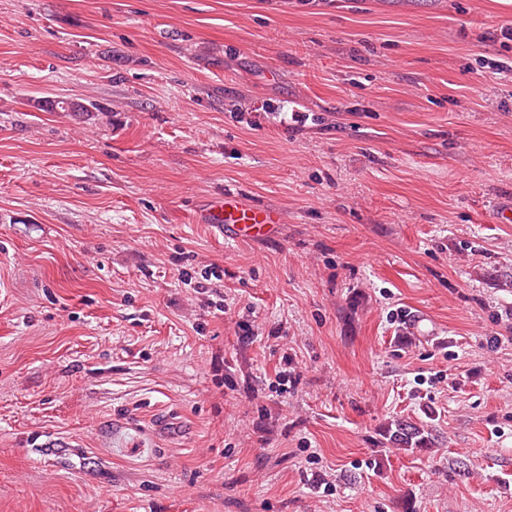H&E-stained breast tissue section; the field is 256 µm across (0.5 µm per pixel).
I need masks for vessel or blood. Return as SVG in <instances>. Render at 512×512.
<instances>
[{
	"mask_svg": "<svg viewBox=\"0 0 512 512\" xmlns=\"http://www.w3.org/2000/svg\"><path fill=\"white\" fill-rule=\"evenodd\" d=\"M196 223L214 225L221 233L240 241H249L273 232L282 223L280 210L254 204L234 190L217 194L196 211Z\"/></svg>",
	"mask_w": 512,
	"mask_h": 512,
	"instance_id": "b4317fda",
	"label": "vessel or blood"
}]
</instances>
